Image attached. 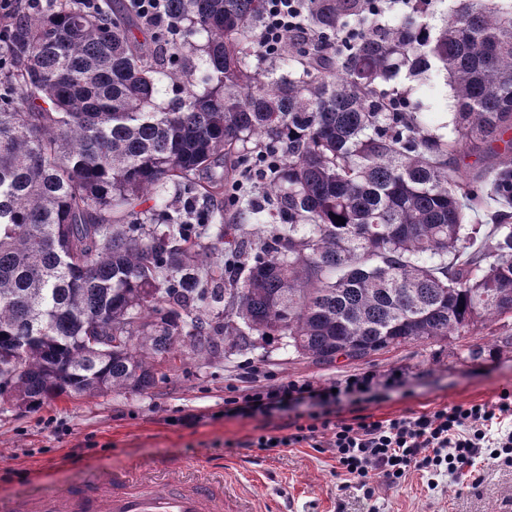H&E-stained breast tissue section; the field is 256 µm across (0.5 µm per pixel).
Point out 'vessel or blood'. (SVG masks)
<instances>
[{
    "mask_svg": "<svg viewBox=\"0 0 512 512\" xmlns=\"http://www.w3.org/2000/svg\"><path fill=\"white\" fill-rule=\"evenodd\" d=\"M0 512H256L251 498L224 478L190 477L183 469L141 463L66 487L48 484L0 501Z\"/></svg>",
    "mask_w": 512,
    "mask_h": 512,
    "instance_id": "b4317fda",
    "label": "vessel or blood"
}]
</instances>
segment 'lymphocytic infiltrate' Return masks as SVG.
<instances>
[{
  "label": "lymphocytic infiltrate",
  "mask_w": 512,
  "mask_h": 512,
  "mask_svg": "<svg viewBox=\"0 0 512 512\" xmlns=\"http://www.w3.org/2000/svg\"><path fill=\"white\" fill-rule=\"evenodd\" d=\"M300 42L314 36L302 23L301 0H267L258 47L263 56L277 53L284 37ZM407 373L362 372L334 384L308 380H263L250 367L224 399L228 417H270L293 412L291 433L268 432L250 440L253 448H294L302 445L330 453L343 489L373 498L377 485L400 486L410 473H421L428 489L444 477L481 481L480 464L512 466V393L502 392L492 403L445 405L416 416L379 420L359 412L361 404L380 392L398 390ZM346 417L334 418V410Z\"/></svg>",
  "instance_id": "lymphocytic-infiltrate-1"
}]
</instances>
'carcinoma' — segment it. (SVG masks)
Segmentation results:
<instances>
[{
	"mask_svg": "<svg viewBox=\"0 0 512 512\" xmlns=\"http://www.w3.org/2000/svg\"><path fill=\"white\" fill-rule=\"evenodd\" d=\"M168 3L178 35L103 0L21 16L0 55V395L147 391L186 342L277 335L331 364L512 318V0H464L435 32L416 11L375 24L379 0H303L322 44L285 39L278 78L249 64L265 0ZM433 60L451 137L379 90ZM170 185L222 189L270 225L257 241L220 227L229 278L183 212L147 207ZM155 215L164 230L140 231ZM207 294L224 325L193 314Z\"/></svg>",
	"mask_w": 512,
	"mask_h": 512,
	"instance_id": "obj_1",
	"label": "carcinoma"
}]
</instances>
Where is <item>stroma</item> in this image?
I'll return each mask as SVG.
<instances>
[{
    "mask_svg": "<svg viewBox=\"0 0 512 512\" xmlns=\"http://www.w3.org/2000/svg\"><path fill=\"white\" fill-rule=\"evenodd\" d=\"M382 90L404 98L425 133L447 135L454 107L441 65L418 77L400 72ZM511 334L495 322L466 336L331 364L300 356L285 338L254 336L246 350L228 346L203 355L185 348L183 362L158 366L155 386L144 392L62 396L22 411L0 400V498L43 482L65 485L91 472L161 462L223 468L233 486L256 495L260 512H512V468L484 469L477 486L447 477L435 491L414 472L400 487L378 486L368 501L359 491H342L334 461L317 449L248 447L279 419L224 415L226 386L253 365L277 380L326 384L353 373L408 370L405 388L364 404L363 414L376 418L491 401L512 391V347L502 342ZM186 414L196 423L181 424Z\"/></svg>",
    "mask_w": 512,
    "mask_h": 512,
    "instance_id": "35a3bbf8",
    "label": "stroma"
}]
</instances>
